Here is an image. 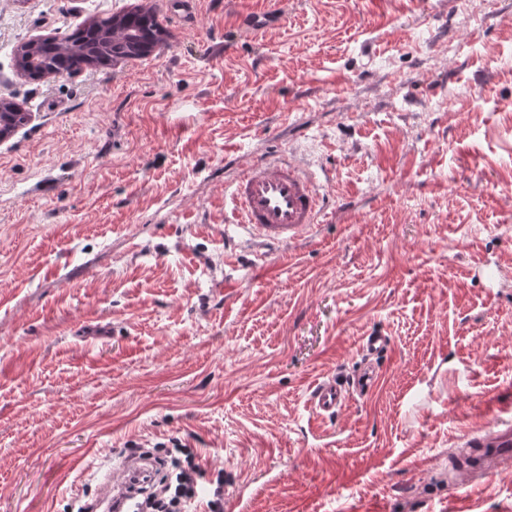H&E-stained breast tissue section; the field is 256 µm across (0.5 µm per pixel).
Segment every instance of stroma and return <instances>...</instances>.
Returning <instances> with one entry per match:
<instances>
[{
  "label": "stroma",
  "mask_w": 512,
  "mask_h": 512,
  "mask_svg": "<svg viewBox=\"0 0 512 512\" xmlns=\"http://www.w3.org/2000/svg\"><path fill=\"white\" fill-rule=\"evenodd\" d=\"M151 9L142 58L30 82L31 39ZM275 11L252 35L245 12ZM0 0V512H71L115 448L178 440L224 512H512L456 485L512 420V0ZM287 151L325 214L268 247L224 185ZM391 339L335 417L318 378ZM390 346L389 336L370 334L362 339L360 352L364 366L346 386L335 376H325L318 381L310 392L308 407L316 420L330 419L344 408L351 398V392L367 395L377 385L379 373L372 361L386 353ZM458 444L484 470L494 471L512 457V421H499L477 434H464Z\"/></svg>",
  "instance_id": "stroma-1"
}]
</instances>
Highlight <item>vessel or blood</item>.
Wrapping results in <instances>:
<instances>
[{
	"instance_id": "obj_1",
	"label": "vessel or blood",
	"mask_w": 512,
	"mask_h": 512,
	"mask_svg": "<svg viewBox=\"0 0 512 512\" xmlns=\"http://www.w3.org/2000/svg\"><path fill=\"white\" fill-rule=\"evenodd\" d=\"M224 194L233 206L237 224L248 229L254 239L265 244L288 245L305 238L321 216V196L317 183L297 164L287 159H259L250 164ZM390 339L381 334L365 336L360 344L364 366L351 382L326 376L312 388L308 407L318 420L330 419L344 408L352 394L372 392L379 379L373 361L386 353ZM459 446L468 463L459 466L462 474L472 472L474 464L484 470L498 469L512 458V421L497 422L476 434H464ZM114 478L105 476L91 508L93 512H127V500L113 497Z\"/></svg>"
}]
</instances>
